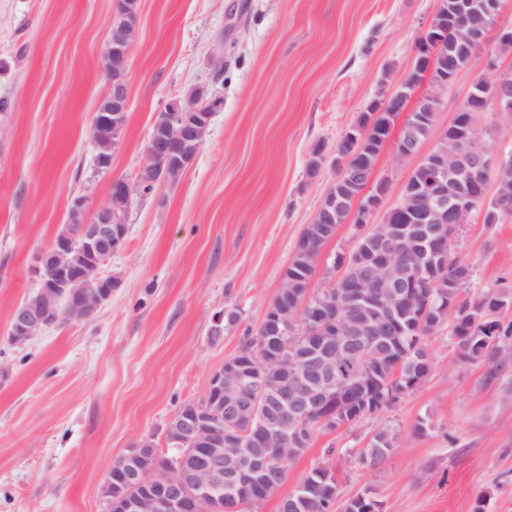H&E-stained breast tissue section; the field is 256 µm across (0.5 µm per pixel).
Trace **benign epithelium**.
I'll return each instance as SVG.
<instances>
[{
  "label": "benign epithelium",
  "mask_w": 512,
  "mask_h": 512,
  "mask_svg": "<svg viewBox=\"0 0 512 512\" xmlns=\"http://www.w3.org/2000/svg\"><path fill=\"white\" fill-rule=\"evenodd\" d=\"M437 20L424 27L416 41V51L433 57L441 44ZM131 42L128 27H109L102 52V69L106 79V96L98 103L92 118V138L95 145V166L100 171L112 168V151L118 145L123 125L118 123L117 110H127L128 93L125 77H112V64L126 67ZM453 77L435 74L432 66L417 72L416 85L430 87V94L448 88ZM495 102L498 111L512 110V83L497 75ZM200 115L191 121L188 116ZM211 118L210 103L203 93L169 102L157 113L147 143L148 163L139 181L171 182L182 168L171 157L177 144L200 147ZM464 139V157L453 170L477 179L490 175L505 165L506 154L483 145L470 146ZM440 176L433 190L412 196L411 212L418 219L437 216L439 225L422 230L426 269L447 266L448 256L455 254L458 226L467 223L474 204L461 196L448 195L445 184L449 169L443 161L435 163ZM134 185L122 178L112 180L109 204L96 207L88 196L76 198L69 212L70 223L81 225L78 235L63 230L37 258L35 272L39 279L37 292L18 304L11 316L8 336L12 343L23 344L57 324L61 319L80 321L95 314L112 297L117 282L101 273L102 267L125 243L128 218L112 207V202L129 203ZM388 183L374 184L371 174H365L360 196L367 197L362 227L357 237L358 257L363 249L375 256L370 264L359 257L361 270L357 285L349 299L340 301L330 296L328 304L318 307L304 327V335L315 336L314 344L295 356H286L285 348L263 344L260 358L250 356L240 364H230L214 372L209 380L206 402L182 404L168 421L164 443L174 448H186L189 465L180 461L167 468L169 478L151 481L157 473L154 457L157 443L152 435L140 437L125 454L115 470L104 478L101 493L107 507H119L122 512H208L211 501L223 498L236 501L244 478L254 477L269 489L280 488V476L274 467L281 449L296 444L310 424L327 430L338 428L336 405L343 402L342 383L336 377V358L353 344L370 357L372 344L380 329L397 321L399 308L412 310L418 296L420 272L400 259L405 244L414 238L416 228L391 224L385 207ZM312 280L295 281L289 295L294 305L304 308L311 303ZM271 320L276 331L293 334L298 318L288 311L274 312ZM289 366L288 378L276 387L269 376L283 366ZM288 415L283 421L282 415ZM234 416L246 421V432L224 426V417ZM147 484L143 495H122L114 501L110 488Z\"/></svg>",
  "instance_id": "benign-epithelium-1"
}]
</instances>
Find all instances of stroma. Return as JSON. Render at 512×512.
I'll return each mask as SVG.
<instances>
[{
    "label": "stroma",
    "instance_id": "obj_1",
    "mask_svg": "<svg viewBox=\"0 0 512 512\" xmlns=\"http://www.w3.org/2000/svg\"><path fill=\"white\" fill-rule=\"evenodd\" d=\"M440 0H139L126 63L127 120L112 168L97 171L91 123L105 90L102 50L118 0H0V512H105L100 487L142 435L162 437L186 401L237 354L283 286L306 226L336 180V146L374 100L410 74ZM464 68L440 99L431 150L473 84ZM203 90L219 99L181 179L136 194L118 283L91 318L8 341L14 308L75 197L137 183L156 112ZM391 130L375 164L388 205L416 162ZM323 160L307 174L314 148ZM467 296L512 292V215L462 226ZM429 375L377 414L315 433L288 464L281 499L330 463L332 512L366 494L385 512H512V363H463L450 323L425 340ZM397 444L360 457L381 428Z\"/></svg>",
    "mask_w": 512,
    "mask_h": 512
}]
</instances>
